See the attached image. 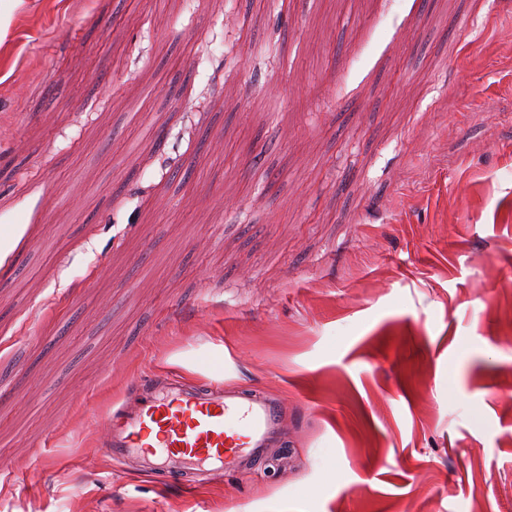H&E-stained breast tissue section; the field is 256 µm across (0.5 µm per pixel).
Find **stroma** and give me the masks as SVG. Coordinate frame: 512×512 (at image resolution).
Wrapping results in <instances>:
<instances>
[{"mask_svg":"<svg viewBox=\"0 0 512 512\" xmlns=\"http://www.w3.org/2000/svg\"><path fill=\"white\" fill-rule=\"evenodd\" d=\"M210 356L286 446L97 458ZM1 468L0 512H512V0H0Z\"/></svg>","mask_w":512,"mask_h":512,"instance_id":"1","label":"stroma"}]
</instances>
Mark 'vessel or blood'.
Masks as SVG:
<instances>
[{"mask_svg":"<svg viewBox=\"0 0 512 512\" xmlns=\"http://www.w3.org/2000/svg\"><path fill=\"white\" fill-rule=\"evenodd\" d=\"M99 429L112 461L189 487L251 469L287 440L279 403L260 391L224 389L219 381L206 391L145 387L133 404L109 411Z\"/></svg>","mask_w":512,"mask_h":512,"instance_id":"obj_1","label":"vessel or blood"}]
</instances>
